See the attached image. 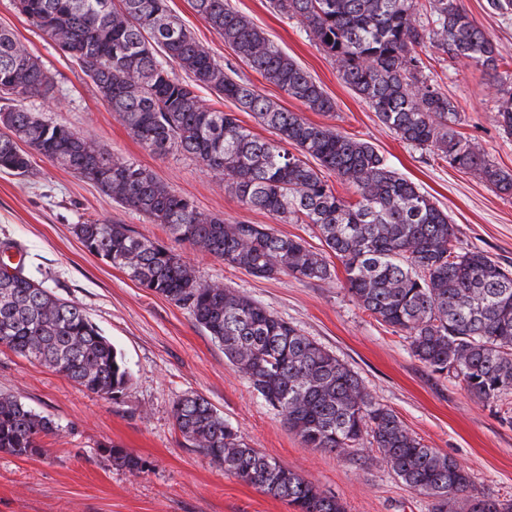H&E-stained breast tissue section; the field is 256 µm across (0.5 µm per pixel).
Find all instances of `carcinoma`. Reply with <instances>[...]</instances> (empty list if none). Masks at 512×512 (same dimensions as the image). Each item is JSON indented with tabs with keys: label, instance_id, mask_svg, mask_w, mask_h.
I'll list each match as a JSON object with an SVG mask.
<instances>
[{
	"label": "carcinoma",
	"instance_id": "cac0c4a2",
	"mask_svg": "<svg viewBox=\"0 0 512 512\" xmlns=\"http://www.w3.org/2000/svg\"><path fill=\"white\" fill-rule=\"evenodd\" d=\"M29 23L57 43L128 132L154 154L193 158L242 204L283 223L312 225L341 262L350 296L409 341L431 372L451 373L476 400L504 405L512 394V270L484 251L456 248L448 215L428 193L393 169L367 142L283 111L219 63L171 13L167 0H30ZM299 20L341 79L407 144L434 149L448 163L512 194V172L493 166L481 147L453 129L454 102L425 73L419 50L431 47L493 75L497 122L512 137V73L460 0H270ZM193 8L236 56L306 108L330 113L334 101L266 33L228 0H192ZM52 78L13 30L0 27V171L28 176L37 154L93 183L124 209L256 278L279 274L331 282L325 256L269 224L226 221L200 211L139 164L115 156L65 123L25 107L48 97ZM207 90L251 112L273 130L261 140L232 112L203 99ZM315 160L354 189L347 200L309 165ZM72 232L92 254L131 280L188 310L224 349L252 390L283 415L307 448L350 455L364 440L377 461L434 512H512V499L474 492L469 472L423 444L363 380L293 323L250 296L205 282L180 254L117 220H86ZM0 347L53 369L87 392L111 399L130 373L109 339L75 302L24 274V262L0 260ZM183 439L210 460L298 512H346L336 498L249 446L200 395L173 407ZM58 432L48 415L0 392V452L31 458ZM113 465L140 473L141 458L101 448Z\"/></svg>",
	"mask_w": 512,
	"mask_h": 512
}]
</instances>
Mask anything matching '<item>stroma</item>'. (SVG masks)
<instances>
[{
  "instance_id": "35a3bbf8",
  "label": "stroma",
  "mask_w": 512,
  "mask_h": 512,
  "mask_svg": "<svg viewBox=\"0 0 512 512\" xmlns=\"http://www.w3.org/2000/svg\"><path fill=\"white\" fill-rule=\"evenodd\" d=\"M229 3L323 88L335 103L334 112L309 110L238 61L195 12L192 0H168L172 13L220 63L233 66L277 108L371 143L447 212L459 248L476 247L512 265V195L449 165L437 153L411 147L385 128L342 81L335 62L309 40L300 21L279 15L269 0ZM461 4L496 43L504 69L512 71V18H503L491 0ZM0 26L15 31L53 80L54 103L27 99L31 111L67 123L112 154L135 161L201 211L228 221L270 224L277 233L323 251L312 225L285 224L243 205L190 157L143 148L56 43L17 12L13 0H0ZM426 54L431 79L460 112L457 132L479 143L491 164L512 171V137L495 120L500 91L492 76L434 49ZM33 165L30 176L0 172V242H13L21 251L28 277L84 309L122 354L131 377L121 393L106 400L0 348V392L51 415L61 429L60 436L45 438L40 456L0 453V512H294L285 501L224 472L186 444L172 410L190 394L205 397L251 447L314 482L347 512H432L431 498L377 463L370 445L347 458L303 447L283 416L252 392L186 309L141 288L83 247L71 227L89 218L118 219L137 233L173 245L201 280L223 282L293 322L354 371L424 444L463 465L480 493L512 498V416L475 400L454 376L432 373L412 355L403 336L350 297L342 279L326 284L286 275L255 278L189 244L174 243L163 226L117 206L71 171L39 156ZM111 444L140 457L145 470L135 476L113 466L101 452Z\"/></svg>"
}]
</instances>
